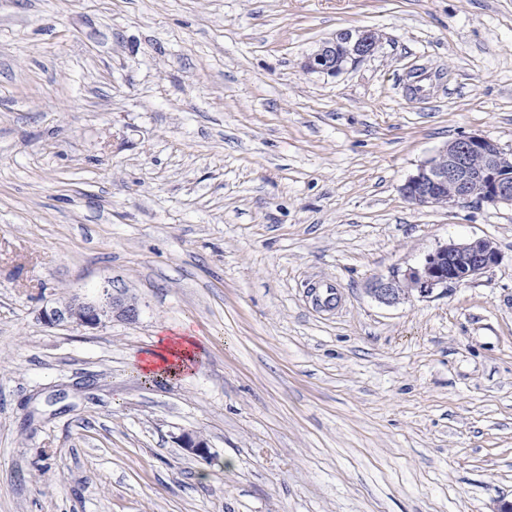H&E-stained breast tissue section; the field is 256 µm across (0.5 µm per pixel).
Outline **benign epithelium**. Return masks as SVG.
I'll list each match as a JSON object with an SVG mask.
<instances>
[{"instance_id":"obj_1","label":"benign epithelium","mask_w":512,"mask_h":512,"mask_svg":"<svg viewBox=\"0 0 512 512\" xmlns=\"http://www.w3.org/2000/svg\"><path fill=\"white\" fill-rule=\"evenodd\" d=\"M376 43V33L371 30L341 32L336 39L323 43L309 54L303 69L336 75L348 61L371 55ZM476 156L480 158L478 165L473 163ZM401 192L406 200L418 205L447 206L470 199L512 205V153L488 138L462 135L421 164L404 183ZM498 260V250L487 238L440 243L425 256L420 266L407 269L400 277H375L368 283L367 291L387 306L414 297L424 299L437 290H446L450 284L461 285L477 279ZM115 311L128 320L137 315L135 305L105 289L98 301L74 296L42 311L41 318L49 326L67 324L95 328ZM179 441L181 447L192 454H208L206 441L196 434L184 433Z\"/></svg>"}]
</instances>
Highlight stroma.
Wrapping results in <instances>:
<instances>
[{
  "mask_svg": "<svg viewBox=\"0 0 512 512\" xmlns=\"http://www.w3.org/2000/svg\"><path fill=\"white\" fill-rule=\"evenodd\" d=\"M472 134L512 152V0H0V512L512 501V205L401 193ZM474 238L477 279L369 295ZM106 288L135 319L40 318ZM185 329L197 367L144 382ZM376 43V33L371 30H358L354 34L341 32L336 39L323 43L309 54L303 62V69L306 72L336 75L349 60L371 55Z\"/></svg>",
  "mask_w": 512,
  "mask_h": 512,
  "instance_id": "stroma-1",
  "label": "stroma"
}]
</instances>
